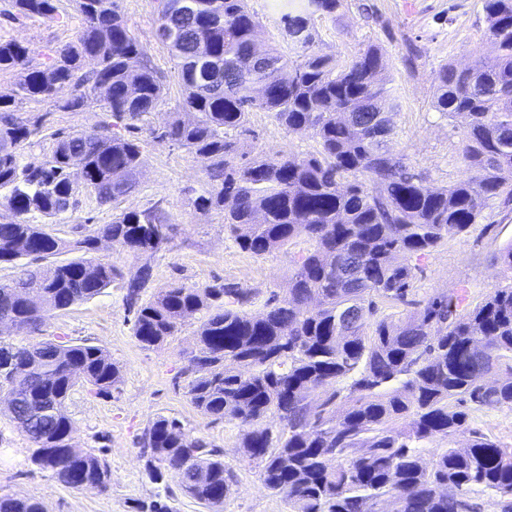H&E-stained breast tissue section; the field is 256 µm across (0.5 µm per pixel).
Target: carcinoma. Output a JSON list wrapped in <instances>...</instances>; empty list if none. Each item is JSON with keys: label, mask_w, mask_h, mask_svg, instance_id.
Listing matches in <instances>:
<instances>
[{"label": "carcinoma", "mask_w": 512, "mask_h": 512, "mask_svg": "<svg viewBox=\"0 0 512 512\" xmlns=\"http://www.w3.org/2000/svg\"><path fill=\"white\" fill-rule=\"evenodd\" d=\"M8 2L3 15L12 19L57 12L56 0ZM340 6L273 0L293 57L275 49L256 57L259 21L248 0H158L155 36L176 61L183 96L150 134L208 160L194 208L222 212L231 239L255 256L300 238L312 245L290 257L288 288L271 292L258 313L246 310L253 293L234 283H172L145 300L151 266L125 281L114 262L94 257L102 236L136 255L166 247L171 238L156 229L174 224L158 206L117 213L71 242L45 229L80 207L74 167L101 208L138 184L141 146L132 131L163 101L164 81L116 0H75V41L43 62L0 40V71L19 73V99L50 100L68 85L62 109L95 101L112 118L90 131L52 132L49 155L24 164L46 115H26L0 96V204L16 216L0 223V262L26 260L0 283V320L36 336L44 309H68L121 280L145 348L201 315L190 401L246 429L245 459L261 466L264 486L289 512H382L387 500L393 512H478V488L512 512V446L477 431L464 445L455 441L469 411L512 409V283L474 306L465 288L409 298L416 261L479 223L490 202L512 204V0H485L492 62L436 71L433 107L461 121L467 172L443 188L389 146L397 104L381 50L371 45L340 67L315 50L314 17ZM86 58L97 60L90 75ZM257 111L290 133H312L318 155L238 153L234 135L248 131ZM71 251L82 256L46 263ZM399 304L413 310L397 320L384 313ZM119 382V367L97 345L0 341L10 419L32 442L33 462L66 487L111 488L104 460L71 449L66 400L80 383L108 393ZM437 437L446 447L424 460L420 449ZM139 445L152 482L177 471L184 495L221 512L235 478L221 449L166 417L145 428ZM0 512L46 510L36 498L0 494Z\"/></svg>", "instance_id": "1"}]
</instances>
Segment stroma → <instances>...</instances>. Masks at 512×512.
I'll return each mask as SVG.
<instances>
[{
    "label": "stroma",
    "mask_w": 512,
    "mask_h": 512,
    "mask_svg": "<svg viewBox=\"0 0 512 512\" xmlns=\"http://www.w3.org/2000/svg\"><path fill=\"white\" fill-rule=\"evenodd\" d=\"M117 4L131 34L165 77L164 100L150 117L149 127L138 132L142 146L139 184L116 207L140 212L158 205L170 213L177 226L173 241L150 258L153 286L231 282L253 289L258 301H265L270 292L287 288L288 254L307 249L308 243L298 239L288 249L254 256L241 251L225 233L222 213L203 214L193 208L189 197L203 184L205 160L192 158L184 149L149 133L150 127L162 125L182 93L170 53L155 37L157 2L117 0ZM57 6L59 16L54 20L9 21L0 14V39L21 42L32 50L35 60H43L45 53L72 42L80 24L73 0H58ZM249 7L260 22L256 30L260 48L287 51L288 39L272 0H249ZM314 28L316 51L340 66L367 46L381 48L391 94L399 104L392 116L393 147L427 175L432 187L463 179L465 168L459 156L462 127L434 110L435 74L445 63L471 66L490 56L484 0H343L336 14L316 19ZM411 44L418 47L420 55L409 66L405 56ZM70 96L71 89L65 86L56 101L26 103L22 109L47 114L54 130L96 127L104 117L98 106L80 112L60 109V102ZM250 127V133L239 138L247 152L309 155L319 149L311 133H290L266 112L253 113ZM113 210L98 207L86 192L81 207L62 215L48 230L73 241L92 233L98 225L111 223ZM511 242L512 208L491 202L480 223L449 238L421 262L414 299L465 286L472 302H481L494 289L505 286L495 257ZM132 322L123 291L115 284L68 309L46 311L41 332L45 339L60 336L76 344H96L110 353L121 370V379L111 393L98 394L92 386L80 384L66 401L72 422L70 443L105 460L112 471L110 490L98 493L67 488L51 472L32 464L30 440L10 421L6 406L0 405V493L38 498L46 512H135L138 503L162 499L174 512H206L195 500L179 494L176 473H168L162 486L145 475L139 438L151 421L165 416L223 449L224 463L235 473L224 512H288L287 504L264 488L258 468L243 459L238 426L204 416L190 401L185 369L187 354L196 343L197 320H187L177 335L150 349L136 341ZM473 429L512 446V409L473 414L467 429L457 434V441L466 442Z\"/></svg>",
    "instance_id": "35a3bbf8"
}]
</instances>
